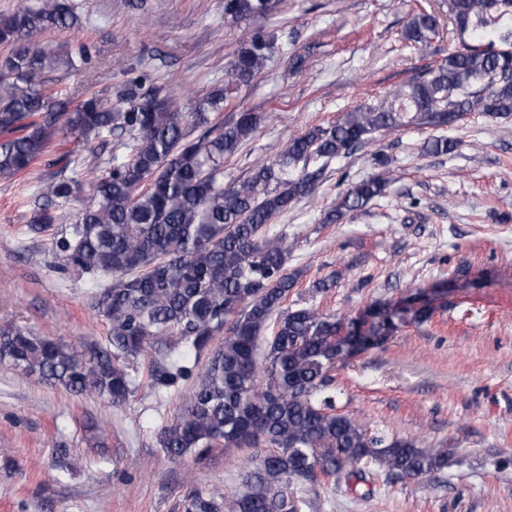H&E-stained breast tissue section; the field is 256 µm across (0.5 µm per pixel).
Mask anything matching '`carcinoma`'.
Instances as JSON below:
<instances>
[{
    "label": "carcinoma",
    "mask_w": 512,
    "mask_h": 512,
    "mask_svg": "<svg viewBox=\"0 0 512 512\" xmlns=\"http://www.w3.org/2000/svg\"><path fill=\"white\" fill-rule=\"evenodd\" d=\"M448 20L462 47L428 75L400 85L376 106L344 113L327 127L294 137L259 163L251 176L224 186V161L255 132L258 117L239 113L226 123L224 101L248 85L272 53L261 31L242 43L224 86L198 98L190 112L175 105L163 86L129 75L114 90L94 91L79 103L55 90L20 86L52 70L59 56L32 38L81 25L69 0H39L0 16V181L9 182L44 158L59 136L84 144L102 134L128 136L123 160L107 164L84 157L94 173L97 203L75 222L54 229L51 210L80 192L78 181L47 178V204L30 218L29 231L53 232V247L76 270L102 283L92 307L110 324L108 344L79 346L36 336L22 326L0 328V363L75 396L120 406L134 393L126 361L154 356L150 389L156 394L189 380L201 358L203 371L188 405L165 424L157 444L175 462L199 463L215 450L247 448L243 492L225 495L194 489L183 512H301L304 494L323 480L348 484L416 480L443 473L446 448L421 447L397 436L371 435L334 410L331 372L344 358L384 342L394 312L373 313L362 330L313 307H283L298 274L287 268L288 235L267 234L274 218L308 195L329 162L377 133L406 125L442 129L471 112L512 116V37L499 35L512 0H446ZM271 12V0H224V19L235 23ZM481 30L493 36L471 44ZM439 34L437 17L422 8L403 38L423 47ZM389 178L352 184L327 211L335 224L381 196Z\"/></svg>",
    "instance_id": "1"
}]
</instances>
